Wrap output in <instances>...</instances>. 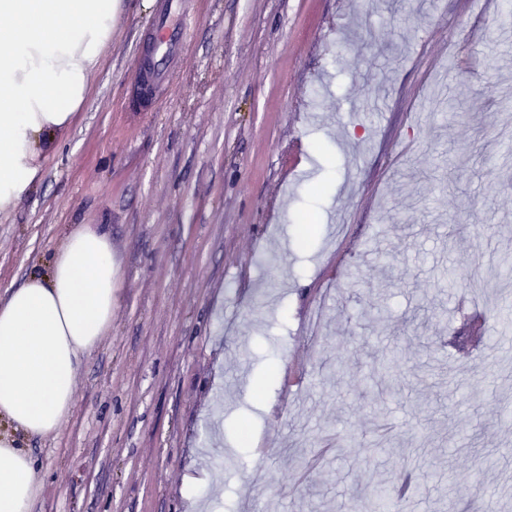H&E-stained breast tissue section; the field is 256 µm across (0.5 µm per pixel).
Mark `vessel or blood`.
<instances>
[{"label": "vessel or blood", "instance_id": "obj_1", "mask_svg": "<svg viewBox=\"0 0 512 512\" xmlns=\"http://www.w3.org/2000/svg\"><path fill=\"white\" fill-rule=\"evenodd\" d=\"M190 2L191 0H163L153 18L154 79L162 80L171 76L178 65L185 37L194 23Z\"/></svg>", "mask_w": 512, "mask_h": 512}]
</instances>
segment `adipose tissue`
Here are the masks:
<instances>
[{"label": "adipose tissue", "instance_id": "adipose-tissue-1", "mask_svg": "<svg viewBox=\"0 0 512 512\" xmlns=\"http://www.w3.org/2000/svg\"><path fill=\"white\" fill-rule=\"evenodd\" d=\"M122 0H0V215L37 181L85 103ZM0 299V512H30L41 492L19 437L54 433L73 404L76 376L112 325V244L82 225L47 262Z\"/></svg>", "mask_w": 512, "mask_h": 512}]
</instances>
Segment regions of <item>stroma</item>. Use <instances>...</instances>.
Returning <instances> with one entry per match:
<instances>
[{"label":"stroma","mask_w":512,"mask_h":512,"mask_svg":"<svg viewBox=\"0 0 512 512\" xmlns=\"http://www.w3.org/2000/svg\"><path fill=\"white\" fill-rule=\"evenodd\" d=\"M406 3L195 0L142 99L159 0H123L0 219L1 299L82 224L117 269L70 414L22 441L31 512H351L408 470L402 512H512V274L470 263L512 261V33L503 0Z\"/></svg>","instance_id":"35a3bbf8"}]
</instances>
